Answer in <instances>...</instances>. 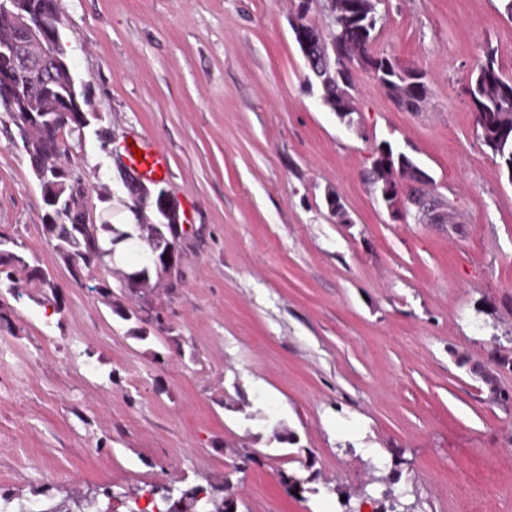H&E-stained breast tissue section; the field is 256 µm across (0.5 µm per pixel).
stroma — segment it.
I'll use <instances>...</instances> for the list:
<instances>
[{
    "mask_svg": "<svg viewBox=\"0 0 512 512\" xmlns=\"http://www.w3.org/2000/svg\"><path fill=\"white\" fill-rule=\"evenodd\" d=\"M55 5L87 97L88 126L63 139L90 216L133 221L112 151L139 137L165 151L160 186L195 233L179 286L148 301L107 266L74 281L0 112V229L62 296L0 282V512L105 490L148 512L169 484L232 494L237 512H512V403L470 371L493 366L512 392L497 365L512 358V180L462 91L488 46L512 75L502 0H382L376 45L422 69L429 96L399 110L355 71L350 126L306 81L292 0ZM383 142L429 173L447 225L391 219L367 178Z\"/></svg>",
    "mask_w": 512,
    "mask_h": 512,
    "instance_id": "35a3bbf8",
    "label": "stroma"
}]
</instances>
